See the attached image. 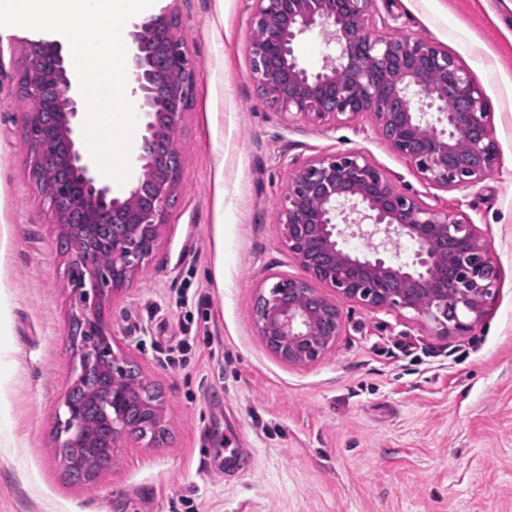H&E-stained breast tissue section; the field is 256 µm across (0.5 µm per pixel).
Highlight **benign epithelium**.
<instances>
[{
  "mask_svg": "<svg viewBox=\"0 0 512 512\" xmlns=\"http://www.w3.org/2000/svg\"><path fill=\"white\" fill-rule=\"evenodd\" d=\"M373 0H255L248 50L253 77L266 104L285 117L319 123L349 122L372 115L392 147L432 184L448 189L476 183L495 164L497 148L490 113L479 87L448 53L431 42L368 33ZM170 18L134 26L127 51L135 71V92L146 118L136 156L137 169L153 179L137 177L122 197L112 194L93 161L82 153L74 120L80 112L79 88L59 49L37 43L21 80L23 98L33 104L27 128L39 132L29 172L56 170L53 185L43 188L57 224L89 227V244L112 253V265L101 268L74 256L66 277L79 296L74 323L89 324L96 344L75 340L73 383L83 377L88 361L112 370V434L128 432L152 443L164 434L160 399L152 383L143 382L145 401L131 415L129 392L122 378L127 357L112 348L110 323L97 303L106 291H118L153 254L158 229L180 179V166L170 162L176 135L199 75L183 44L172 33ZM331 31L333 47L320 70L298 62L294 44L305 32ZM180 66L178 83L164 75ZM427 107L418 106L420 98ZM469 132L460 148L458 131ZM282 237L304 271L281 278L269 295L258 299L257 332L280 361L307 366L321 360L343 331L336 303L320 293L318 282L366 309H411L426 315L438 334L461 335L492 301L498 269L487 256L476 224L448 211L423 204L396 190L387 177L361 154L339 151L312 158L293 171L278 221ZM367 224L369 236L384 234L369 255L345 247L347 230ZM415 245L409 262L385 256L398 239ZM72 389L59 401L63 419L57 447L72 448L81 429L71 405Z\"/></svg>",
  "mask_w": 512,
  "mask_h": 512,
  "instance_id": "obj_1",
  "label": "benign epithelium"
}]
</instances>
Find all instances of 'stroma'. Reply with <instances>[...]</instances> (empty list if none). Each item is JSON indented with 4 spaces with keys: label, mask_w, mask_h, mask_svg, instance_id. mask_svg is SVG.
<instances>
[{
    "label": "stroma",
    "mask_w": 512,
    "mask_h": 512,
    "mask_svg": "<svg viewBox=\"0 0 512 512\" xmlns=\"http://www.w3.org/2000/svg\"><path fill=\"white\" fill-rule=\"evenodd\" d=\"M253 10L254 0H155L124 26L173 18L200 77L156 249L104 300L119 348L162 392L169 435L154 447L121 440L91 487L67 482L55 452L78 299L60 226L28 175L19 84L32 43L70 47L0 28V512H512V0L373 2L374 33L434 43L484 94L497 163L448 190L370 115L319 125L269 108L251 77ZM338 151L476 224L499 281L468 333L441 336L415 311L340 297L343 331L319 362L293 367L267 350L256 302L301 273L278 224L290 176Z\"/></svg>",
    "instance_id": "1"
}]
</instances>
